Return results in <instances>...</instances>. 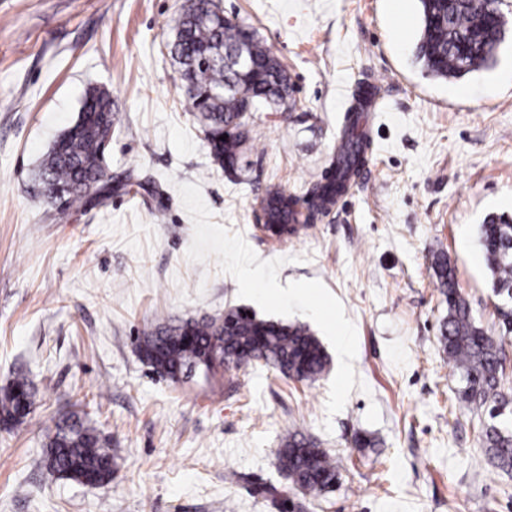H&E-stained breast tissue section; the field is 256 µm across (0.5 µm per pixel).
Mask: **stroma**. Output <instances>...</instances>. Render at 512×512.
<instances>
[{
    "label": "stroma",
    "instance_id": "obj_1",
    "mask_svg": "<svg viewBox=\"0 0 512 512\" xmlns=\"http://www.w3.org/2000/svg\"><path fill=\"white\" fill-rule=\"evenodd\" d=\"M186 0H0V387L26 373L36 409L0 431V512H278V451L300 431L336 461L306 512H512V476L482 450L486 409L458 401L438 337L433 266L508 358L479 226L512 219V0L494 63L457 79L416 61L418 0H216L285 67L287 105L245 113L236 172L180 104L167 43ZM378 89L359 177L282 239L257 200L324 181L359 86ZM112 95V194L63 219L34 174L88 89ZM243 307L307 325L330 365L298 382L259 364L188 383L138 357L163 320ZM77 411L112 442L109 484L50 476L44 442ZM371 445H356V436Z\"/></svg>",
    "mask_w": 512,
    "mask_h": 512
}]
</instances>
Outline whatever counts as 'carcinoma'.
Masks as SVG:
<instances>
[{
  "instance_id": "cac0c4a2",
  "label": "carcinoma",
  "mask_w": 512,
  "mask_h": 512,
  "mask_svg": "<svg viewBox=\"0 0 512 512\" xmlns=\"http://www.w3.org/2000/svg\"><path fill=\"white\" fill-rule=\"evenodd\" d=\"M419 3L421 31L415 58L427 74L462 78L492 64L506 33L502 13L487 14L482 0ZM216 9L214 0H190L167 47L180 71L196 79L194 89L183 93L184 107L202 122L214 163L233 171L245 141L240 130L244 110L263 103L287 104L289 83L281 63L255 32L238 23H217ZM240 45L246 47L249 67L234 76L224 70V50ZM115 120L111 95L92 90L77 120L58 136L41 161L35 179L59 215H65L92 188L99 198H108L111 177L106 151ZM224 134L227 138L220 139ZM368 148L362 132L353 131L341 139L332 164L334 177L313 187L308 200L312 211L304 223L314 221L316 214L347 190L351 178L363 168ZM479 243L493 290L504 302L501 317L512 325V309H506L512 305V221L487 217L479 226ZM435 274L448 297V316L441 325L439 342L464 381L459 402L489 409L490 423L482 434L485 452L496 468L512 473V417L503 412L509 402L500 389L505 372L503 345L473 323L446 256H437ZM144 339L151 351L150 367L172 382L205 369L214 374L228 366L226 359L241 355L298 381H315L329 366L323 346L309 327L259 320L241 309L221 317L160 323ZM36 395L29 376L15 373L0 393V426L8 430L24 422L34 411ZM279 462L292 484L313 497L332 491L340 481L339 469L328 453L297 431L286 437ZM112 465L109 442L76 413L59 419L47 437L46 469L52 476L81 485L95 476L103 486L112 481ZM264 493L280 512L301 509L274 487Z\"/></svg>"
}]
</instances>
